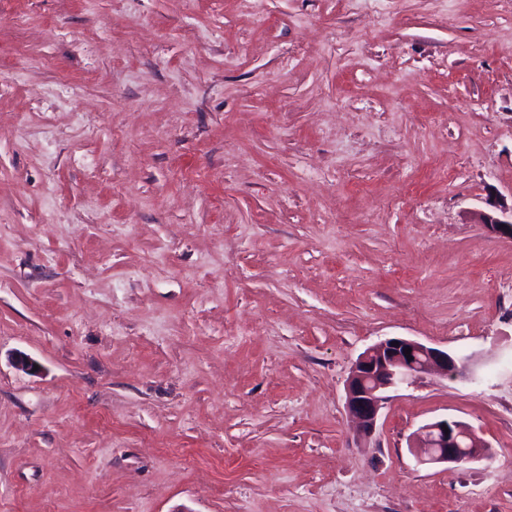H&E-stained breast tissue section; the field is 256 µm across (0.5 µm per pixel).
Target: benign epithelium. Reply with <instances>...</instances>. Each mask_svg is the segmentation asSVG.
I'll use <instances>...</instances> for the list:
<instances>
[{"label": "benign epithelium", "instance_id": "7a95c632", "mask_svg": "<svg viewBox=\"0 0 512 512\" xmlns=\"http://www.w3.org/2000/svg\"><path fill=\"white\" fill-rule=\"evenodd\" d=\"M478 223L499 236L512 239V204L495 198L475 214ZM411 348L407 359L405 348ZM471 358L405 337L384 339L367 348L356 360L346 381L345 408L359 434H372L386 393L423 374L464 378ZM488 444L457 420L439 419L421 426L409 438L408 448L419 465L488 463Z\"/></svg>", "mask_w": 512, "mask_h": 512}]
</instances>
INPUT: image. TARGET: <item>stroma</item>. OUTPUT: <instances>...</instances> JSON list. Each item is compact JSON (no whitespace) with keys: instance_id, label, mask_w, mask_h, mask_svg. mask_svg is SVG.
<instances>
[{"instance_id":"1","label":"stroma","mask_w":512,"mask_h":512,"mask_svg":"<svg viewBox=\"0 0 512 512\" xmlns=\"http://www.w3.org/2000/svg\"><path fill=\"white\" fill-rule=\"evenodd\" d=\"M491 197L512 0H0V512H512ZM390 337L473 377L361 438ZM447 417L490 464L415 462ZM399 342V346H392ZM410 347L408 360L404 349ZM471 358L405 337L387 338L367 348L356 360L346 381L345 408L359 434H372L386 393L409 384L423 374L464 378Z\"/></svg>"}]
</instances>
